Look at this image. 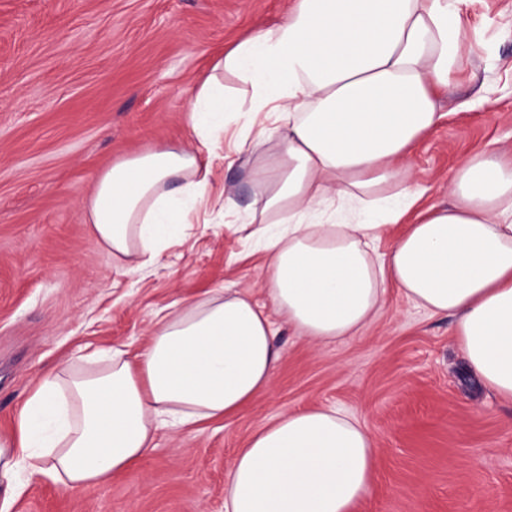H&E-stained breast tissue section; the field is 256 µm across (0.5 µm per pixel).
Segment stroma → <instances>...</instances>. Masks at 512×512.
<instances>
[{
    "label": "stroma",
    "mask_w": 512,
    "mask_h": 512,
    "mask_svg": "<svg viewBox=\"0 0 512 512\" xmlns=\"http://www.w3.org/2000/svg\"><path fill=\"white\" fill-rule=\"evenodd\" d=\"M290 0H0V434L40 375L96 349L135 356L157 321L215 290L263 289L244 227L254 196L224 134L214 191L236 212L192 213L148 270L114 271L83 215L96 176L186 143L184 105L210 55ZM412 166L424 205L470 155L512 149V0H472L462 73ZM274 390L234 416L163 429L143 461L70 493L42 477L8 512H224L229 466L272 417L337 407L381 453L356 512H512V400L467 369L452 320L390 289L380 317L315 347L275 320Z\"/></svg>",
    "instance_id": "1"
}]
</instances>
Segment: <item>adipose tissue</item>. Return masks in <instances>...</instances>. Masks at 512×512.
<instances>
[{"label":"adipose tissue","instance_id":"ef3b65f1","mask_svg":"<svg viewBox=\"0 0 512 512\" xmlns=\"http://www.w3.org/2000/svg\"><path fill=\"white\" fill-rule=\"evenodd\" d=\"M468 2L291 0L210 57L185 105L192 144L103 171L85 219L122 268L146 269L193 210L234 207L211 198L212 155L240 117L272 310L250 289L220 291L169 312L137 359L117 350L44 374L0 437V496L20 470L69 492L108 483L153 451L161 428L221 419L272 392V317L326 345L377 317L392 285L452 315L470 369L512 399V151L469 157L450 204L421 212L426 189L410 164L459 78ZM261 112L274 119L254 126ZM379 454L373 431L341 410L277 416L235 455L224 512H354Z\"/></svg>","mask_w":512,"mask_h":512}]
</instances>
